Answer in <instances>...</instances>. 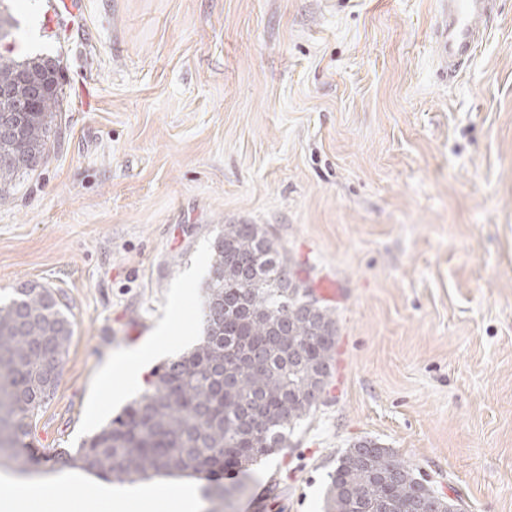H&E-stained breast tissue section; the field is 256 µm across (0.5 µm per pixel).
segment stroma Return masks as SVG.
Returning <instances> with one entry per match:
<instances>
[{"instance_id": "obj_1", "label": "stroma", "mask_w": 512, "mask_h": 512, "mask_svg": "<svg viewBox=\"0 0 512 512\" xmlns=\"http://www.w3.org/2000/svg\"><path fill=\"white\" fill-rule=\"evenodd\" d=\"M52 2L11 0L0 46L62 74L59 143L0 202V294L49 286L73 321L34 447L141 396L101 372L177 302L145 370L191 350L214 237L263 224L335 312L334 370L287 448L225 473L231 512L268 490L264 512H321L361 440L464 512H512V0L453 77L444 0Z\"/></svg>"}]
</instances>
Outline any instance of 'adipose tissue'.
Instances as JSON below:
<instances>
[{"mask_svg": "<svg viewBox=\"0 0 512 512\" xmlns=\"http://www.w3.org/2000/svg\"><path fill=\"white\" fill-rule=\"evenodd\" d=\"M89 500L103 506L105 512H128L135 504L146 510L151 505L152 496L147 492H119L104 482L92 485L65 476L58 480L56 492L49 498L5 485L0 490V512H83V506Z\"/></svg>", "mask_w": 512, "mask_h": 512, "instance_id": "ef3b65f1", "label": "adipose tissue"}]
</instances>
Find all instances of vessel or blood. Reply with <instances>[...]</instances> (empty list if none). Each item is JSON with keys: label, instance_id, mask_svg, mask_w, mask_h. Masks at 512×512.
<instances>
[{"label": "vessel or blood", "instance_id": "obj_1", "mask_svg": "<svg viewBox=\"0 0 512 512\" xmlns=\"http://www.w3.org/2000/svg\"><path fill=\"white\" fill-rule=\"evenodd\" d=\"M490 0H447L448 24L440 45L449 73L473 57L485 33Z\"/></svg>", "mask_w": 512, "mask_h": 512}]
</instances>
